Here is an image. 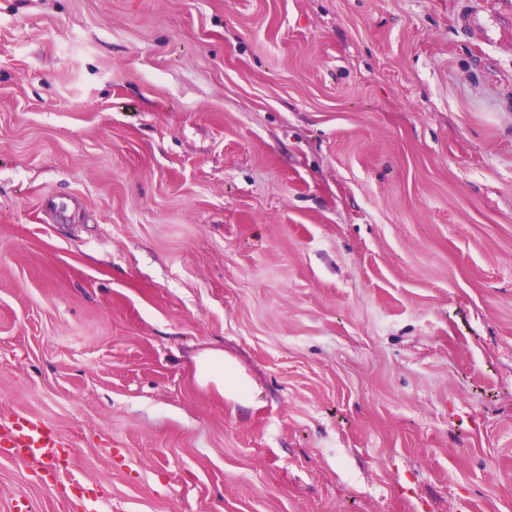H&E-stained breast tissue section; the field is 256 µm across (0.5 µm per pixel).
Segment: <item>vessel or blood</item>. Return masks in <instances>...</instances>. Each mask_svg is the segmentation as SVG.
I'll return each mask as SVG.
<instances>
[{"label":"vessel or blood","mask_w":512,"mask_h":512,"mask_svg":"<svg viewBox=\"0 0 512 512\" xmlns=\"http://www.w3.org/2000/svg\"><path fill=\"white\" fill-rule=\"evenodd\" d=\"M71 440L65 439L54 428L31 415L0 416V447L8 449L18 461L30 456H40L63 470H71L73 457L67 452ZM73 484L84 503V512H99L101 492L99 487L74 479Z\"/></svg>","instance_id":"vessel-or-blood-1"}]
</instances>
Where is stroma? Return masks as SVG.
Here are the masks:
<instances>
[{
  "label": "stroma",
  "mask_w": 512,
  "mask_h": 512,
  "mask_svg": "<svg viewBox=\"0 0 512 512\" xmlns=\"http://www.w3.org/2000/svg\"><path fill=\"white\" fill-rule=\"evenodd\" d=\"M16 413L105 512H512V0H0ZM197 377L203 385L214 384L218 391L224 394V387L242 390L240 382L231 367L224 368V353L222 351H207L195 358Z\"/></svg>",
  "instance_id": "1"
}]
</instances>
